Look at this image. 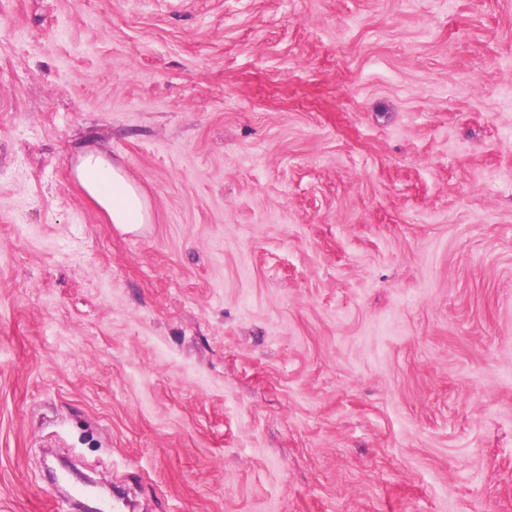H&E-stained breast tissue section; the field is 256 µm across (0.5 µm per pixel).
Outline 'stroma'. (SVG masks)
Returning <instances> with one entry per match:
<instances>
[{"label": "stroma", "instance_id": "obj_1", "mask_svg": "<svg viewBox=\"0 0 512 512\" xmlns=\"http://www.w3.org/2000/svg\"><path fill=\"white\" fill-rule=\"evenodd\" d=\"M60 460L124 512H512V0H0V512ZM75 173L88 195L107 213L112 224L135 232L148 223L150 213L139 188L120 167L107 161L96 150H80Z\"/></svg>", "mask_w": 512, "mask_h": 512}]
</instances>
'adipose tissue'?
I'll return each instance as SVG.
<instances>
[{"label":"adipose tissue","instance_id":"1","mask_svg":"<svg viewBox=\"0 0 512 512\" xmlns=\"http://www.w3.org/2000/svg\"><path fill=\"white\" fill-rule=\"evenodd\" d=\"M75 173L88 195L107 213L112 224L134 232L148 223L150 213L139 188L120 167L107 161L96 150L80 151Z\"/></svg>","mask_w":512,"mask_h":512}]
</instances>
